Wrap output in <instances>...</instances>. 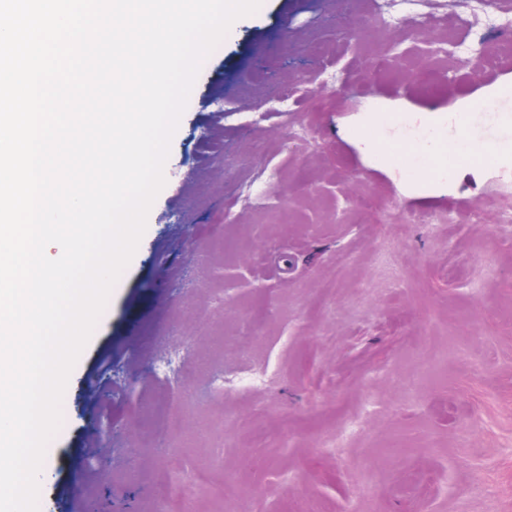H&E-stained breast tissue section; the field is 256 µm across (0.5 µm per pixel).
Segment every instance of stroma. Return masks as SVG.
I'll list each match as a JSON object with an SVG mask.
<instances>
[{"instance_id": "35a3bbf8", "label": "stroma", "mask_w": 512, "mask_h": 512, "mask_svg": "<svg viewBox=\"0 0 512 512\" xmlns=\"http://www.w3.org/2000/svg\"><path fill=\"white\" fill-rule=\"evenodd\" d=\"M376 2L262 0L204 60L71 372L39 512H65L64 487L83 512H512V162L443 183L390 142L407 114L477 115L512 55L485 32L495 66L429 85L431 60L381 61ZM332 11L364 24L343 71ZM320 66L327 94L254 126L270 79ZM189 267L197 287L175 290ZM255 367L266 381L242 386ZM162 409L178 430L160 456Z\"/></svg>"}]
</instances>
